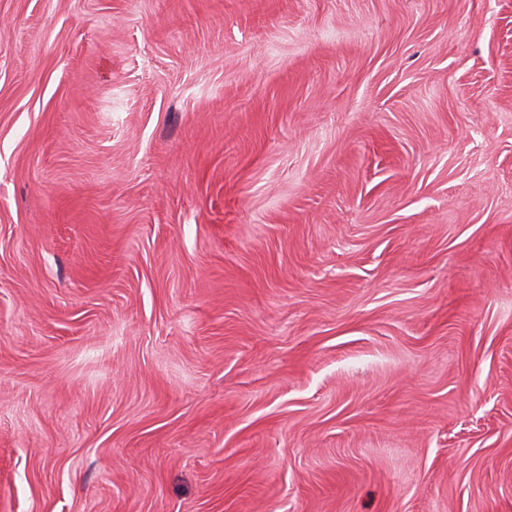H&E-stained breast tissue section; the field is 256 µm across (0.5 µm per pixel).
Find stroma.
<instances>
[{"instance_id":"stroma-1","label":"stroma","mask_w":512,"mask_h":512,"mask_svg":"<svg viewBox=\"0 0 512 512\" xmlns=\"http://www.w3.org/2000/svg\"><path fill=\"white\" fill-rule=\"evenodd\" d=\"M0 512H512V0H0Z\"/></svg>"}]
</instances>
